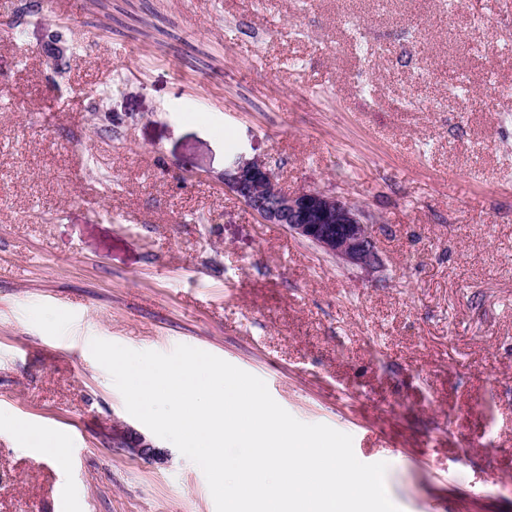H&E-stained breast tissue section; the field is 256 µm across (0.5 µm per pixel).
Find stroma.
<instances>
[{
    "instance_id": "obj_1",
    "label": "stroma",
    "mask_w": 512,
    "mask_h": 512,
    "mask_svg": "<svg viewBox=\"0 0 512 512\" xmlns=\"http://www.w3.org/2000/svg\"><path fill=\"white\" fill-rule=\"evenodd\" d=\"M0 0V512H216L92 339L186 344L384 462L400 512H512V0ZM72 55L51 82L44 51ZM418 49L401 58L404 42ZM456 75L469 100L448 92ZM261 158L344 197L382 271L225 191ZM81 449L37 455L14 426ZM68 48L61 44V40L57 33L52 32L46 48V55L52 61V71L55 75L61 76L64 64L67 58ZM112 442L128 452L148 460H161L162 452L147 440V438L128 426L114 425Z\"/></svg>"
}]
</instances>
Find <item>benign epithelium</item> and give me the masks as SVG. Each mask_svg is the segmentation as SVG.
<instances>
[{
    "label": "benign epithelium",
    "instance_id": "1",
    "mask_svg": "<svg viewBox=\"0 0 512 512\" xmlns=\"http://www.w3.org/2000/svg\"><path fill=\"white\" fill-rule=\"evenodd\" d=\"M52 71L61 75L67 47L52 32L46 48ZM224 189L232 193L263 224H280L293 236L316 246L342 266L369 273L383 268L374 224L366 211L350 201L320 191L290 193L278 173L259 158H239L224 170ZM112 442L148 460L161 459L162 452L136 430L122 425L112 428Z\"/></svg>",
    "mask_w": 512,
    "mask_h": 512
}]
</instances>
